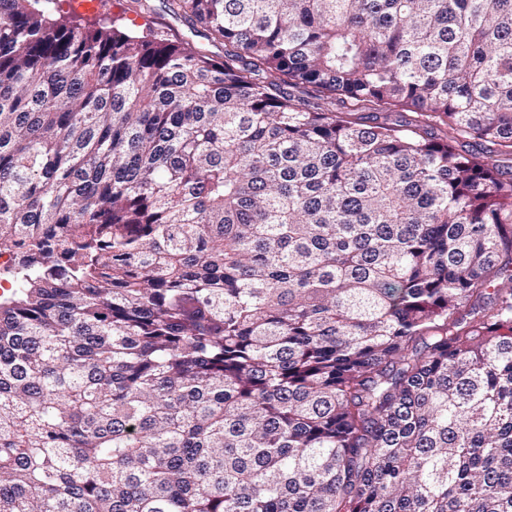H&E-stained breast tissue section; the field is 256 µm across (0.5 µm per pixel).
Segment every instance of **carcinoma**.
Listing matches in <instances>:
<instances>
[{
	"instance_id": "1",
	"label": "carcinoma",
	"mask_w": 512,
	"mask_h": 512,
	"mask_svg": "<svg viewBox=\"0 0 512 512\" xmlns=\"http://www.w3.org/2000/svg\"><path fill=\"white\" fill-rule=\"evenodd\" d=\"M55 5L0 0V512H512V0ZM154 11L150 14H140L130 10L128 0H59L57 11L61 15L75 16L85 22L93 21L101 16L123 17L120 21L123 25L136 29L139 32L148 33L149 29L155 32L163 31L171 40L192 39L197 44L221 56L224 50L221 47L212 46L204 36L202 28L196 31L190 30L186 23L177 19L167 9L166 0H153ZM59 13H54L58 17ZM82 21V22H83Z\"/></svg>"
}]
</instances>
